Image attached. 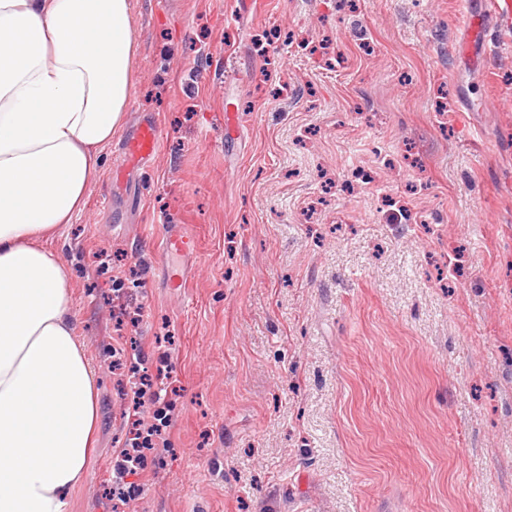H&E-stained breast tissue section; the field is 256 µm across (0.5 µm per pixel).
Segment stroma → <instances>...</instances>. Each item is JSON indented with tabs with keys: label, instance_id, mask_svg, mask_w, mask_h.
Here are the masks:
<instances>
[{
	"label": "stroma",
	"instance_id": "1",
	"mask_svg": "<svg viewBox=\"0 0 512 512\" xmlns=\"http://www.w3.org/2000/svg\"><path fill=\"white\" fill-rule=\"evenodd\" d=\"M132 2L125 123L50 242L102 379L70 512H512V31L472 44L487 0ZM120 345L176 390L125 500ZM161 142L160 128L152 121H143L135 135L122 145V153L126 161L143 160L156 155Z\"/></svg>",
	"mask_w": 512,
	"mask_h": 512
}]
</instances>
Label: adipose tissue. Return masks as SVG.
I'll return each mask as SVG.
<instances>
[{
  "mask_svg": "<svg viewBox=\"0 0 512 512\" xmlns=\"http://www.w3.org/2000/svg\"><path fill=\"white\" fill-rule=\"evenodd\" d=\"M132 0H0V512H69L87 477L98 369L49 248L122 127Z\"/></svg>",
  "mask_w": 512,
  "mask_h": 512,
  "instance_id": "obj_1",
  "label": "adipose tissue"
}]
</instances>
